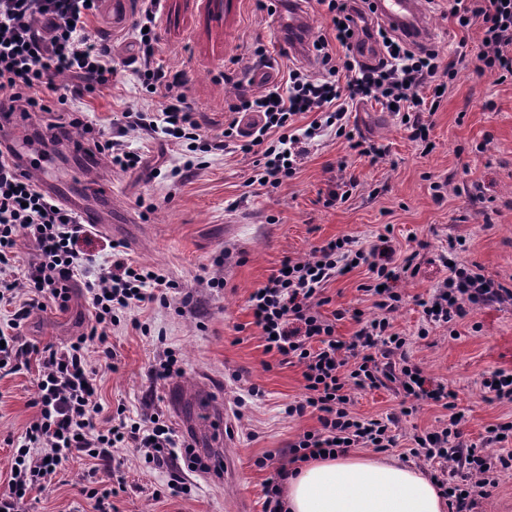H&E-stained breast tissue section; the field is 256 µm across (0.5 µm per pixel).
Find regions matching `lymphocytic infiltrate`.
Returning <instances> with one entry per match:
<instances>
[{
    "label": "lymphocytic infiltrate",
    "mask_w": 512,
    "mask_h": 512,
    "mask_svg": "<svg viewBox=\"0 0 512 512\" xmlns=\"http://www.w3.org/2000/svg\"><path fill=\"white\" fill-rule=\"evenodd\" d=\"M316 3L329 27L310 43L320 74L292 68L284 81L250 93L242 90L237 70H225V83L240 88L226 105L232 118L220 134L204 139L181 74L154 63L158 0H148L139 20L140 57L134 73L143 89L159 97V109L124 111L125 124L150 134L162 132L171 144L190 152L235 148L254 155L252 182L273 188L296 174L315 139L330 128L359 156L373 161L386 156V146L355 137L348 128L349 108L360 102L393 109L404 118L412 140H426L428 116L438 111L443 89L456 79L466 52L444 62L432 43H411L393 27L366 23L373 9L370 0ZM98 9L99 0H0L1 116L46 111L45 100L56 91L60 75L74 79L72 94L78 99L109 84L115 72L112 47L90 33ZM448 16L461 32L480 30L476 73L500 83L512 81V0H448ZM363 36L379 47L372 58H359L352 51ZM306 112L316 113V120L298 126L297 116ZM67 117L69 127L82 128L85 141L113 168H140L141 156L129 154L120 140L85 124L78 111H68ZM17 168L0 155V306L10 309L0 326V372L14 374L34 362L40 370L31 401L37 413L17 448L7 488L0 492V512H20L23 501L49 486L76 454L111 463L117 449L130 448L157 468L181 461L189 470H207L193 444L151 414L134 419L120 407L104 417V427L95 424L102 407L96 400L90 353L115 360L109 344L113 327L135 308L167 305L174 281L132 261L120 243H112L111 261L86 285L92 318L85 332L60 348L24 340L33 312L51 304L66 308L74 278L93 259L88 250L93 232ZM22 239L32 244L33 254L20 277L14 264ZM427 248L420 240L400 253L382 233L367 246L351 236L338 237L314 247L308 258L283 257L266 282L250 293L249 309L265 353L302 368L304 394L286 406V414H311L318 422L317 428L289 443L287 463L266 480L264 512H283L290 465L323 454L339 456L352 448L389 451L398 445L396 425L424 403L447 409L448 418L436 430L410 434L409 453L438 464L434 479L448 512H476L480 499L491 495L503 473L512 471V453L505 449L512 442V420L487 426L481 444L464 441L455 393L413 361L408 338L394 330L393 315L403 302L398 285L419 274L421 253ZM357 265L369 273L361 290L371 298L376 316H365L358 308L324 315L327 284ZM505 302H512L511 287L487 278L478 265L454 263L428 297L417 299L422 309L417 337L428 339L437 328L454 330L477 307ZM347 317L357 329L346 341L337 336L336 323ZM380 387L399 395L398 411L376 418L355 416L353 391ZM489 445L498 446V453H486Z\"/></svg>",
    "instance_id": "f902f5d3"
}]
</instances>
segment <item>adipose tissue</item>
Wrapping results in <instances>:
<instances>
[{
  "label": "adipose tissue",
  "instance_id": "ef3b65f1",
  "mask_svg": "<svg viewBox=\"0 0 512 512\" xmlns=\"http://www.w3.org/2000/svg\"><path fill=\"white\" fill-rule=\"evenodd\" d=\"M286 512H447L433 481L417 468L358 455L322 457L289 476Z\"/></svg>",
  "mask_w": 512,
  "mask_h": 512
}]
</instances>
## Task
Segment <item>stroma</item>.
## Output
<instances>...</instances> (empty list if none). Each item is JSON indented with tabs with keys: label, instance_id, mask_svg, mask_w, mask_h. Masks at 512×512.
<instances>
[{
	"label": "stroma",
	"instance_id": "1",
	"mask_svg": "<svg viewBox=\"0 0 512 512\" xmlns=\"http://www.w3.org/2000/svg\"><path fill=\"white\" fill-rule=\"evenodd\" d=\"M427 20L441 58L453 57L461 37L448 18V0H429ZM97 36L112 40L118 70L111 85L84 107L86 121L111 128L113 117L132 110L157 111V100L145 96L125 61L137 56L135 27L113 30L104 17L94 22ZM157 61L183 73L202 134L212 135L228 118L226 101L238 93L225 83L224 68L244 57L249 46L268 49L272 81L286 75L294 58L273 39L268 13L255 0H162L157 14ZM495 110H485L486 101ZM359 133L388 145L390 153L370 162L350 149L345 139L327 133L311 147L297 174L276 188L250 184L253 156L230 149L207 158V166L175 183L169 171L181 164L180 147L128 126L120 131L128 150L146 157L143 169L123 172L96 168V177L112 184V200L131 214L130 231L113 235L95 230L89 251L95 263L76 278L66 310L48 307L34 312L24 338L61 347L75 336L91 307L85 284L94 280L109 255L111 242L123 243L130 259L153 267L180 286L169 306L147 305L128 313L110 341L117 369L91 354L97 371V400L105 413L124 406L129 416L161 413L168 424L188 436L195 447H210L208 417L184 401L187 390L206 388L222 395L228 420L221 429L226 445L213 449L216 459H230L234 475L216 480L207 472L188 470L181 476L189 494L171 495L172 469L149 466L121 452L124 485L111 501L116 512H264L262 488L283 462L290 442L316 428L315 416L288 417L284 408L303 394L302 369L278 364L265 354L252 323L247 299L265 282L284 256L308 258L312 248L353 236L369 244L390 231L398 250L414 240L429 241L420 274L400 283L404 296L394 315L396 330L412 336L409 350L425 371L455 391L467 421L463 437L476 442L488 425L512 420V405L488 402L482 379L490 372L512 373V304L477 309L457 327V337L436 332L416 340L421 309L447 270L439 260L452 238L466 241L461 262L481 266L486 277L512 285V83H497L462 66L440 108L432 117L430 143L413 141L397 117L365 103L351 115ZM351 183L346 200L326 205L330 191ZM441 183L445 199L436 202L433 183ZM232 249L230 262L215 267L221 250ZM221 277L225 288L207 287ZM367 271L354 269L331 281L323 314L359 308L374 315L371 300L360 290ZM178 351L185 373L162 381L153 370L164 348ZM38 372L24 369L0 373V489L13 463V445L20 442L36 411L29 405ZM260 396H250V387ZM265 467H257L259 458ZM98 460H70L45 490L33 492L21 512H96V502L83 487L105 480Z\"/></svg>",
	"mask_w": 512,
	"mask_h": 512
}]
</instances>
